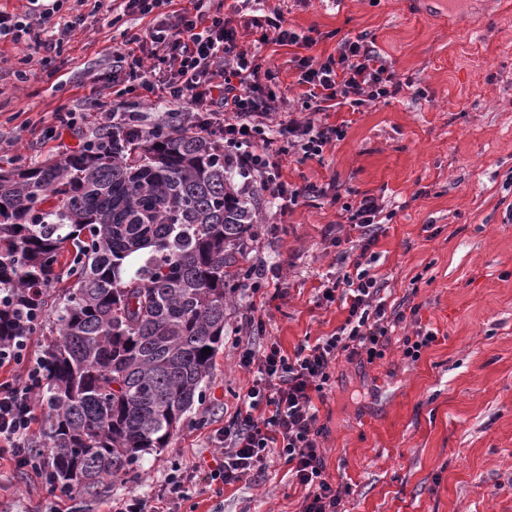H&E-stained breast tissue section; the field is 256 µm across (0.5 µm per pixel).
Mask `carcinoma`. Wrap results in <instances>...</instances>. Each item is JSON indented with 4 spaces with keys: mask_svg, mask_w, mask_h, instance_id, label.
I'll list each match as a JSON object with an SVG mask.
<instances>
[{
    "mask_svg": "<svg viewBox=\"0 0 512 512\" xmlns=\"http://www.w3.org/2000/svg\"><path fill=\"white\" fill-rule=\"evenodd\" d=\"M99 137L111 151L0 168V346L52 336L36 399L59 489L134 470L202 400L258 211L224 148L178 114L82 141Z\"/></svg>",
    "mask_w": 512,
    "mask_h": 512,
    "instance_id": "carcinoma-1",
    "label": "carcinoma"
}]
</instances>
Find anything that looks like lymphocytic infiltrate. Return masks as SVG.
I'll use <instances>...</instances> for the list:
<instances>
[{"label":"lymphocytic infiltrate","mask_w":512,"mask_h":512,"mask_svg":"<svg viewBox=\"0 0 512 512\" xmlns=\"http://www.w3.org/2000/svg\"><path fill=\"white\" fill-rule=\"evenodd\" d=\"M124 13L146 17L162 6L172 7L173 24L127 32L112 48V98L94 100L104 127L122 122L142 130L138 105L155 95L164 113L187 112L191 127L202 136L220 135L224 156L242 177L247 191H257L277 204L280 211L305 204L322 189L284 180L283 156L315 158L344 135L341 126L323 116L326 103L352 108L374 106L400 94L403 85L384 58L364 39H342L334 54L310 55L315 38L286 23L281 11L253 15L247 21L254 39L243 45L232 19L212 7V0H190L189 6L173 8V0H122ZM63 0H52L42 9L37 23L20 15L0 11V39H29L47 76H54V63L68 38L43 39L35 24H48ZM273 44L304 48L295 57L298 85L304 86L306 117L277 120L286 99L277 92L276 75L265 68L260 50ZM346 222L357 232V242L345 251L346 266L333 279L324 281L321 304H340L347 317L336 331L285 353L278 341L262 345L235 340L241 366L255 376L238 393L239 405L224 428L209 438L211 459L200 460L197 470L206 487L223 494L225 486L262 476L270 455H277L290 468L306 494L300 512H346L341 490L325 475L320 439L318 400L332 384L339 359L374 363L385 355L393 333L407 323L405 309H388L381 285L372 271L369 249L372 228L379 223L383 206L376 197L365 196L346 205ZM243 285L252 294H272L284 299L288 285L280 263L260 258L245 271ZM15 365L22 374L0 382V450L8 452L16 467L39 472L49 459L42 449L32 448L36 422L33 393L41 387V366L28 347L26 337L0 349V368ZM190 476L181 468L169 472L155 497L136 493L113 499L108 512H181L188 500Z\"/></svg>","instance_id":"obj_1"}]
</instances>
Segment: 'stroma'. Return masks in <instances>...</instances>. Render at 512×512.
<instances>
[{
    "label": "stroma",
    "instance_id": "35a3bbf8",
    "mask_svg": "<svg viewBox=\"0 0 512 512\" xmlns=\"http://www.w3.org/2000/svg\"><path fill=\"white\" fill-rule=\"evenodd\" d=\"M319 39L314 56L339 38L365 36L406 89L375 107L329 111L341 140L322 157L284 158L291 183L325 186L324 196L287 217L262 202L242 266L281 262L288 296L266 322L284 350L332 333L342 307L318 306L337 273L346 237L344 204L377 197L391 215L374 229L373 267L389 306L417 309L437 341L418 362L404 359L397 329L383 359L338 361L320 406L328 480L350 487V512H512V0L473 5L482 27L437 26L407 14L400 0H260ZM117 16L115 27L75 31L47 78L26 43L0 41V165L60 157L49 124L75 100L105 96L108 47L147 20L120 13L117 0H66L51 19L63 29L77 15ZM27 81H19V72ZM253 298L228 294L226 345L196 403L164 448L142 452L138 467L89 491L60 496L44 478L0 461V512H106L112 498L157 493L172 465L190 469L208 438L236 411L253 375L231 341L244 337ZM186 512H297L304 490L287 465L270 462L258 482L223 496L190 488Z\"/></svg>",
    "mask_w": 512,
    "mask_h": 512
}]
</instances>
